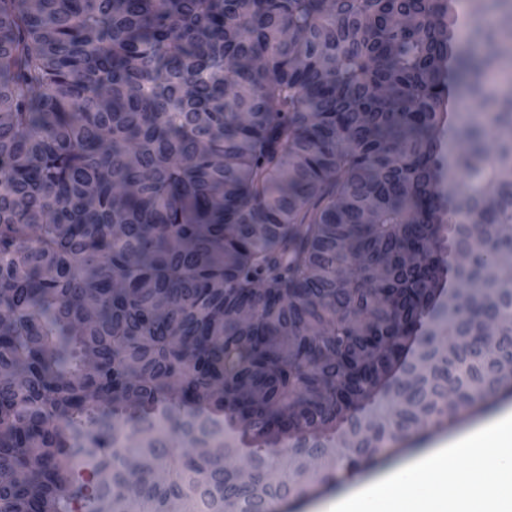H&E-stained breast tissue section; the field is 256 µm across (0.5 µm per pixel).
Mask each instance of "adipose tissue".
Wrapping results in <instances>:
<instances>
[{"instance_id": "adipose-tissue-1", "label": "adipose tissue", "mask_w": 512, "mask_h": 512, "mask_svg": "<svg viewBox=\"0 0 512 512\" xmlns=\"http://www.w3.org/2000/svg\"><path fill=\"white\" fill-rule=\"evenodd\" d=\"M454 455L466 456L465 468L449 469ZM493 462L498 475L490 482L484 474ZM320 512H512V415L417 453L400 469L328 499Z\"/></svg>"}]
</instances>
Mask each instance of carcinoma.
Here are the masks:
<instances>
[{
    "instance_id": "carcinoma-1",
    "label": "carcinoma",
    "mask_w": 512,
    "mask_h": 512,
    "mask_svg": "<svg viewBox=\"0 0 512 512\" xmlns=\"http://www.w3.org/2000/svg\"><path fill=\"white\" fill-rule=\"evenodd\" d=\"M453 2L0 0V512H280L512 386V16ZM455 112L460 113V123L457 126L456 116L454 115L452 124L448 126V131L444 134L449 153L453 152L457 148L458 141L456 138V131L462 124L474 119L485 123L488 122L487 113L479 112L474 104L465 99L459 100Z\"/></svg>"
}]
</instances>
